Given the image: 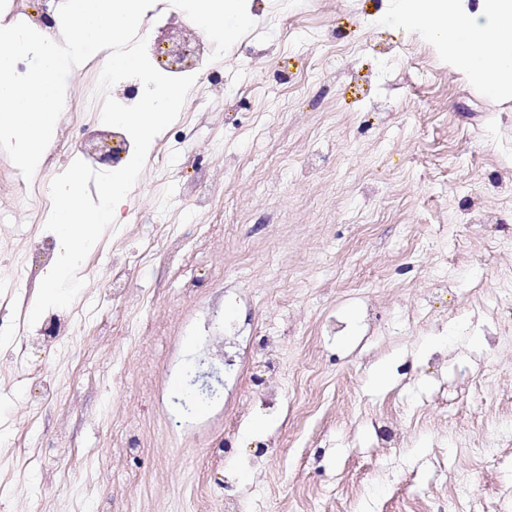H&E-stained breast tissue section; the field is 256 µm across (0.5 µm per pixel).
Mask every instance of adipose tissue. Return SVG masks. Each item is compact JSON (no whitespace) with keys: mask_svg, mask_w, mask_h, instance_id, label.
<instances>
[{"mask_svg":"<svg viewBox=\"0 0 512 512\" xmlns=\"http://www.w3.org/2000/svg\"><path fill=\"white\" fill-rule=\"evenodd\" d=\"M396 24L417 29L443 50L448 64L492 95L512 94V0H486L472 14L460 0H397ZM249 21L236 0H200L189 22L223 42Z\"/></svg>","mask_w":512,"mask_h":512,"instance_id":"ef3b65f1","label":"adipose tissue"}]
</instances>
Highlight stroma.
<instances>
[{
  "instance_id": "35a3bbf8",
  "label": "stroma",
  "mask_w": 512,
  "mask_h": 512,
  "mask_svg": "<svg viewBox=\"0 0 512 512\" xmlns=\"http://www.w3.org/2000/svg\"><path fill=\"white\" fill-rule=\"evenodd\" d=\"M239 4L201 62L223 91L180 113L189 165L146 163L83 262L80 353L35 325L0 358V512H512V98L393 26L394 0ZM99 74L68 78L59 127L99 124ZM201 178L223 191L195 211ZM476 200L501 223H470ZM216 308L223 395L183 422Z\"/></svg>"
}]
</instances>
